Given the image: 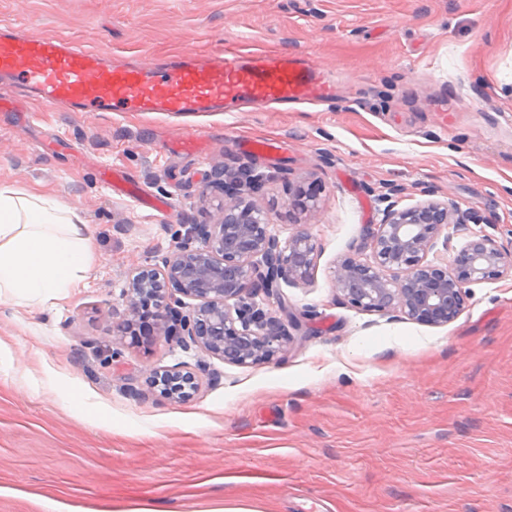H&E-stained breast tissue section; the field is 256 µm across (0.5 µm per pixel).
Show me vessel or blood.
<instances>
[{
  "label": "vessel or blood",
  "mask_w": 512,
  "mask_h": 512,
  "mask_svg": "<svg viewBox=\"0 0 512 512\" xmlns=\"http://www.w3.org/2000/svg\"><path fill=\"white\" fill-rule=\"evenodd\" d=\"M0 76L32 96L72 112L227 111L261 102L286 107L326 103L334 79L297 54L252 52L221 57L178 56L164 70L114 62L107 54L49 34L0 26Z\"/></svg>",
  "instance_id": "1"
}]
</instances>
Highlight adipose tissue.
<instances>
[{
    "instance_id": "1",
    "label": "adipose tissue",
    "mask_w": 512,
    "mask_h": 512,
    "mask_svg": "<svg viewBox=\"0 0 512 512\" xmlns=\"http://www.w3.org/2000/svg\"><path fill=\"white\" fill-rule=\"evenodd\" d=\"M92 228L59 199L0 184V297L42 306L93 269Z\"/></svg>"
}]
</instances>
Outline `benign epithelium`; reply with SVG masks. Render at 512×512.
I'll return each mask as SVG.
<instances>
[{"mask_svg":"<svg viewBox=\"0 0 512 512\" xmlns=\"http://www.w3.org/2000/svg\"><path fill=\"white\" fill-rule=\"evenodd\" d=\"M247 187H257L248 172L225 176L219 183L222 202L210 221L189 227V243L160 265L134 267L118 332H131L147 302L155 309L157 335L168 342L194 345L238 365L282 358L289 329L301 327L299 318L285 308L283 317L273 316L245 301V295L259 287L270 293L282 282L307 281L318 245L305 224L284 242L272 235L269 214L245 201ZM464 223V215L448 201L405 209L386 206L379 224L367 233L371 260L347 257L335 265L336 294L363 311L398 312L428 325L453 321L463 308L466 288L512 277V250L486 235L467 242L446 266L426 261L442 227ZM163 380L172 398L176 385L192 384L195 376L176 369L154 373L153 384Z\"/></svg>","mask_w":512,"mask_h":512,"instance_id":"1","label":"benign epithelium"}]
</instances>
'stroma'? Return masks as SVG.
<instances>
[{
  "label": "stroma",
  "instance_id": "1",
  "mask_svg": "<svg viewBox=\"0 0 512 512\" xmlns=\"http://www.w3.org/2000/svg\"><path fill=\"white\" fill-rule=\"evenodd\" d=\"M121 60L291 51L336 78L333 104L171 115L0 108V183L46 193L92 227L86 288L42 311L0 298V512H132L229 500L263 512H512V277L471 285L452 322L366 312L332 270L369 260L391 195L458 203L448 263L473 236L512 249V0H0V22ZM204 128L205 154L172 151ZM252 170L250 199L319 246L306 282L257 292L301 316L282 361L241 366L118 339L134 262L160 263L220 199L215 166ZM117 168L168 216L115 194ZM319 210H288L296 188ZM199 374L180 401L159 367Z\"/></svg>",
  "mask_w": 512,
  "mask_h": 512
}]
</instances>
